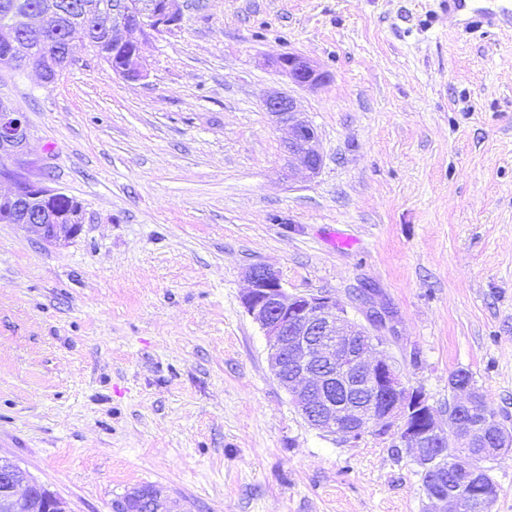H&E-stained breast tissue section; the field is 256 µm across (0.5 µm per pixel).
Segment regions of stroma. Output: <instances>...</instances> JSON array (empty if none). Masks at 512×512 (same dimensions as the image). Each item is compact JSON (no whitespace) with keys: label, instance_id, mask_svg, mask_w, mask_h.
<instances>
[{"label":"stroma","instance_id":"stroma-1","mask_svg":"<svg viewBox=\"0 0 512 512\" xmlns=\"http://www.w3.org/2000/svg\"><path fill=\"white\" fill-rule=\"evenodd\" d=\"M180 9L139 83L80 46L47 86L0 65L44 181L84 207L60 244L0 224V456L71 512L145 484L178 512H424L394 436L307 424L241 294L267 265L380 311L440 422L462 369L512 427V29L462 34L439 0ZM288 52L327 76L296 92L314 176L262 107Z\"/></svg>","mask_w":512,"mask_h":512}]
</instances>
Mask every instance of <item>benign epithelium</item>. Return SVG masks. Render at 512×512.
I'll use <instances>...</instances> for the list:
<instances>
[{
	"mask_svg": "<svg viewBox=\"0 0 512 512\" xmlns=\"http://www.w3.org/2000/svg\"><path fill=\"white\" fill-rule=\"evenodd\" d=\"M57 11L56 0H44L23 17L24 29L43 30ZM171 17H180L179 0H164L161 13L154 9V0H139L135 11L130 0H113L106 41L114 47L137 43V51L119 78L141 82L149 77L146 47L156 35L172 28ZM77 36L87 41L91 30L75 17L64 28L71 60L75 59L72 41ZM275 65L298 86L314 87L326 80V74L303 55L282 54ZM263 107L276 123L287 127L288 167L318 173L323 164L319 134L296 99L274 90ZM31 138L26 115L9 103L0 104V185L7 184V190L0 189V221L18 224L46 242L68 241L81 231V211L57 217L47 211L30 219L20 204L25 186L44 204L63 195L36 174V164L29 159ZM248 280L242 303L264 332L275 377L306 421L346 442L355 443L367 433L395 436L401 447L414 451L422 475L437 484L426 493L428 512H479V505L490 496L484 487V471L474 469L461 476V482L473 489L470 495L457 483L446 486L441 480V461L451 442L482 447L489 456H499L512 447V429L487 409L479 388L469 380L453 378L457 402L448 410V426L444 427L422 392L408 387L391 357L379 349L382 340L349 319L334 297L290 295L278 273L267 266L251 267ZM147 500L149 512H177L157 487L150 490ZM38 504L43 512H71L64 499L32 480L14 461L0 457V512H35Z\"/></svg>",
	"mask_w": 512,
	"mask_h": 512,
	"instance_id": "1",
	"label": "benign epithelium"
}]
</instances>
